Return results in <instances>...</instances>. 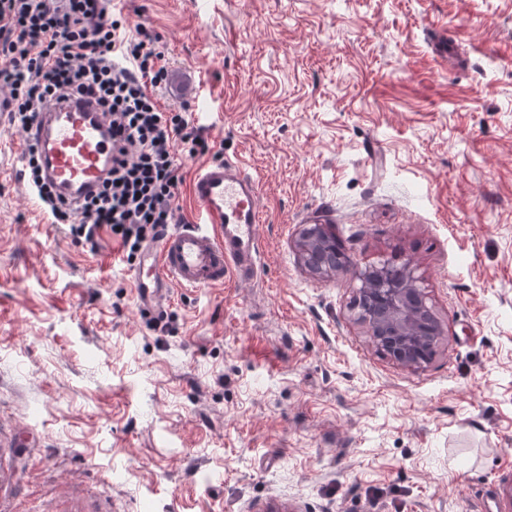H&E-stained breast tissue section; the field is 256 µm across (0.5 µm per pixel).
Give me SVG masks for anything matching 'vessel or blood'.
Here are the masks:
<instances>
[{"mask_svg":"<svg viewBox=\"0 0 512 512\" xmlns=\"http://www.w3.org/2000/svg\"><path fill=\"white\" fill-rule=\"evenodd\" d=\"M36 144L46 176L72 201L96 192L112 165V132L96 103L52 104L21 135ZM200 219L166 230L134 273L142 307L156 308L171 285L209 288L253 277L259 253L260 210L255 181L225 161L205 165L191 181Z\"/></svg>","mask_w":512,"mask_h":512,"instance_id":"obj_1","label":"vessel or blood"}]
</instances>
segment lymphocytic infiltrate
Masks as SVG:
<instances>
[{"label":"lymphocytic infiltrate","instance_id":"1","mask_svg":"<svg viewBox=\"0 0 512 512\" xmlns=\"http://www.w3.org/2000/svg\"><path fill=\"white\" fill-rule=\"evenodd\" d=\"M157 41L110 0H0V88L13 127L26 131L50 105L78 95L93 99L112 129V167L97 194L64 201L32 147L27 182L52 223L70 225L93 251L109 230L131 262L177 223L184 159L222 155L185 108L161 104L169 68Z\"/></svg>","mask_w":512,"mask_h":512}]
</instances>
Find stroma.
Listing matches in <instances>:
<instances>
[{
  "label": "stroma",
  "instance_id": "1",
  "mask_svg": "<svg viewBox=\"0 0 512 512\" xmlns=\"http://www.w3.org/2000/svg\"><path fill=\"white\" fill-rule=\"evenodd\" d=\"M114 4L161 37L162 104L259 181L258 273L155 328L0 127V512H512V0ZM309 224L349 271L301 265ZM391 257L443 328L418 371L352 319Z\"/></svg>",
  "mask_w": 512,
  "mask_h": 512
}]
</instances>
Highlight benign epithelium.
<instances>
[{"instance_id":"benign-epithelium-1","label":"benign epithelium","mask_w":512,"mask_h":512,"mask_svg":"<svg viewBox=\"0 0 512 512\" xmlns=\"http://www.w3.org/2000/svg\"><path fill=\"white\" fill-rule=\"evenodd\" d=\"M321 226L303 228L296 241L301 264L316 275L333 273L327 264L319 232ZM358 296L368 295L367 307L353 311V319L363 326L372 345H385V353L396 363L411 369L424 367L435 353L440 328H430L426 321L429 307L419 288V277L412 264L405 265V279L394 284L383 268L359 274Z\"/></svg>"}]
</instances>
